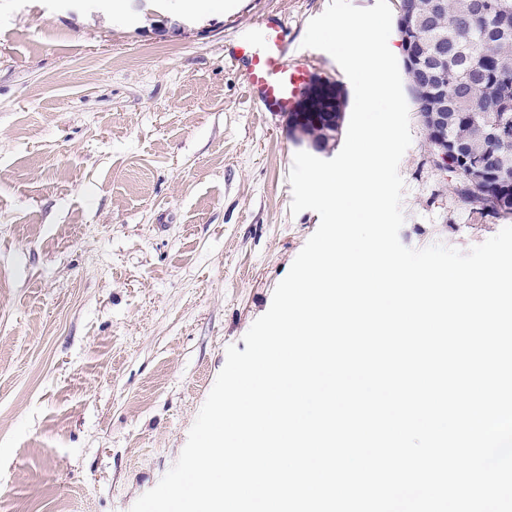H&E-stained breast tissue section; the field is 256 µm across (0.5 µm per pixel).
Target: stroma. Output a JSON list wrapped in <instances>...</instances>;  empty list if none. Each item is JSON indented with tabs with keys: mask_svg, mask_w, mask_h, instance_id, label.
<instances>
[{
	"mask_svg": "<svg viewBox=\"0 0 512 512\" xmlns=\"http://www.w3.org/2000/svg\"><path fill=\"white\" fill-rule=\"evenodd\" d=\"M330 0H152L101 19L0 0V512H130L172 467L223 368L320 223L305 148L227 63L245 30L289 52ZM399 239L469 250L471 210L417 110Z\"/></svg>",
	"mask_w": 512,
	"mask_h": 512,
	"instance_id": "obj_1",
	"label": "stroma"
}]
</instances>
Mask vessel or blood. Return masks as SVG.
I'll use <instances>...</instances> for the list:
<instances>
[{"label":"vessel or blood","mask_w":512,"mask_h":512,"mask_svg":"<svg viewBox=\"0 0 512 512\" xmlns=\"http://www.w3.org/2000/svg\"><path fill=\"white\" fill-rule=\"evenodd\" d=\"M244 65L248 96L257 111L281 116L293 111L310 76L312 55H286L278 25L244 35L230 53Z\"/></svg>","instance_id":"obj_1"}]
</instances>
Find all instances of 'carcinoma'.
Segmentation results:
<instances>
[{"instance_id":"cac0c4a2","label":"carcinoma","mask_w":512,"mask_h":512,"mask_svg":"<svg viewBox=\"0 0 512 512\" xmlns=\"http://www.w3.org/2000/svg\"><path fill=\"white\" fill-rule=\"evenodd\" d=\"M403 0L424 19L405 69L420 112L448 113V171L460 195L487 216L512 215V0ZM303 132L319 152L335 137Z\"/></svg>"}]
</instances>
